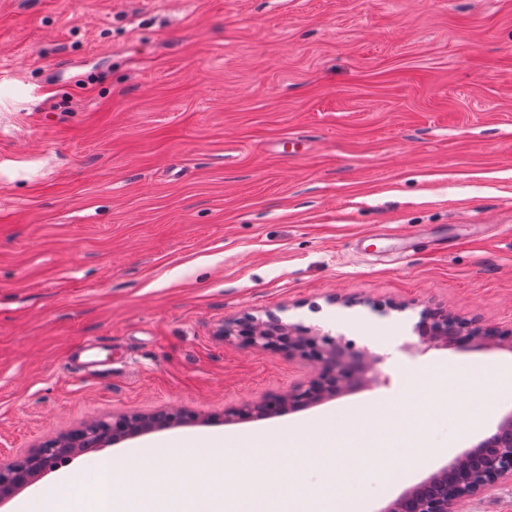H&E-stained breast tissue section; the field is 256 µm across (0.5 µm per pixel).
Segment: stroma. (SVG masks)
<instances>
[{"instance_id": "obj_1", "label": "stroma", "mask_w": 512, "mask_h": 512, "mask_svg": "<svg viewBox=\"0 0 512 512\" xmlns=\"http://www.w3.org/2000/svg\"><path fill=\"white\" fill-rule=\"evenodd\" d=\"M512 330V0H0V459L182 408L242 445L427 398V307ZM277 311L384 358L386 384L224 411L310 365L224 339ZM436 415L434 456L468 448Z\"/></svg>"}]
</instances>
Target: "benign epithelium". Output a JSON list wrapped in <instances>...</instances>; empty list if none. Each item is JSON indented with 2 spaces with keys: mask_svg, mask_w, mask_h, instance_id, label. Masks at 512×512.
Instances as JSON below:
<instances>
[{
  "mask_svg": "<svg viewBox=\"0 0 512 512\" xmlns=\"http://www.w3.org/2000/svg\"><path fill=\"white\" fill-rule=\"evenodd\" d=\"M419 337L413 350L418 354L440 347L512 350V333L495 335L480 326L476 318L448 315L443 309L426 308L416 326ZM241 336L248 347L274 349L298 357L310 365L309 379L286 394L265 396L248 405L258 413L297 411L328 397H338L381 384L380 365L384 357L366 347H358L341 335L333 336L302 323H286L266 312L265 317H249L224 328V338ZM195 413L184 409L157 410L146 415H121L88 422L55 439L40 444L21 460H0V493L8 492L13 476L23 469L27 475L47 473L57 468V452L76 451L83 432L93 430L98 446L107 447L120 434H142L155 425L186 426L196 423ZM512 481V410L505 413L495 429L469 448L454 454L426 480L389 501L383 512H459L467 500L480 496L505 480Z\"/></svg>",
  "mask_w": 512,
  "mask_h": 512,
  "instance_id": "1",
  "label": "benign epithelium"
}]
</instances>
